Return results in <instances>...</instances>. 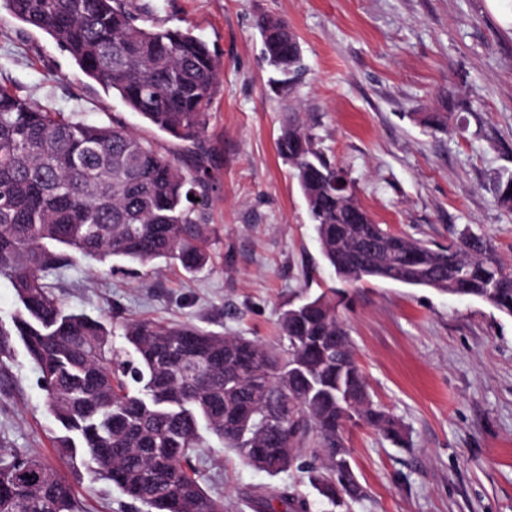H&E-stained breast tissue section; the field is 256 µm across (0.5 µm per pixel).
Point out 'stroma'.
<instances>
[{
	"mask_svg": "<svg viewBox=\"0 0 512 512\" xmlns=\"http://www.w3.org/2000/svg\"><path fill=\"white\" fill-rule=\"evenodd\" d=\"M143 26L180 27L219 62L210 109L212 262L201 271L73 255L46 276L61 306L112 328L122 355L126 322L191 323L214 332L277 335L280 312L338 286L305 199L276 141L288 114L344 168L378 223L445 245L468 231L512 264V214L498 200L512 175V28L488 0H128ZM288 21L305 69L272 89L257 22ZM0 85L49 112L88 123L117 118L162 152L180 141L86 78L48 36L0 0ZM449 113L440 132L426 124ZM342 309L375 402L405 428L397 445L366 426L346 444L364 490L350 512H512V317L468 297L396 282L349 286ZM63 429L19 338L0 356V450L39 457L69 482L84 512H144L89 461L59 454ZM205 488L230 512L284 486L309 493L298 470L272 477L241 464L204 433Z\"/></svg>",
	"mask_w": 512,
	"mask_h": 512,
	"instance_id": "1",
	"label": "stroma"
}]
</instances>
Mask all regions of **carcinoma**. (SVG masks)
Returning <instances> with one entry per match:
<instances>
[{"label":"carcinoma","mask_w":512,"mask_h":512,"mask_svg":"<svg viewBox=\"0 0 512 512\" xmlns=\"http://www.w3.org/2000/svg\"><path fill=\"white\" fill-rule=\"evenodd\" d=\"M24 24L48 34L79 70L158 130L189 142L180 166L122 122L91 124L46 112L0 86V276L21 310L0 328V354L20 337L37 365L47 406L66 434L65 455L83 450L102 479L149 512H227L193 463L200 425L247 466L277 476L293 468L336 507L363 496L345 446L347 426H369L396 444L400 422L376 403L340 316L345 290L308 298L279 317L275 344L187 323L136 320L124 326L135 358L123 359L111 331L65 311L42 274L72 254L100 261L178 262L187 272L210 260L205 223L210 153L203 135L218 91V59L179 28H146L125 0H4ZM263 61L288 87V58L301 56L276 15L258 21ZM295 169L324 259L344 285L387 279L482 300L512 316V265L471 233L437 246L376 223L355 195L332 182L336 165L313 134L287 121L276 143ZM194 195L189 199L188 195ZM313 446L312 460L298 463ZM254 512H310L283 488L253 500ZM0 512H80L73 488L35 456L0 455Z\"/></svg>","instance_id":"1"}]
</instances>
